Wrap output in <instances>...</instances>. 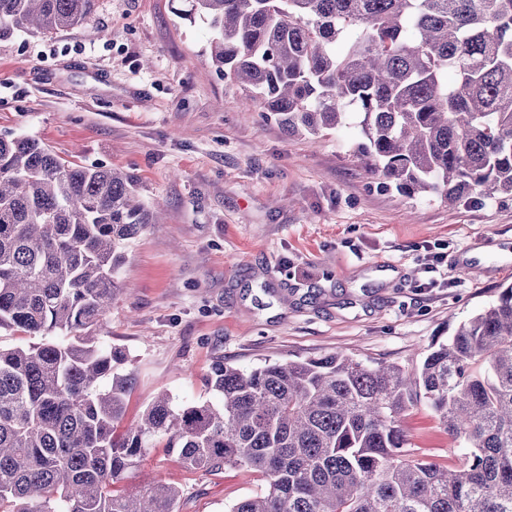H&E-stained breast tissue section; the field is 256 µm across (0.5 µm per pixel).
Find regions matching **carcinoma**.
<instances>
[{
	"label": "carcinoma",
	"mask_w": 512,
	"mask_h": 512,
	"mask_svg": "<svg viewBox=\"0 0 512 512\" xmlns=\"http://www.w3.org/2000/svg\"><path fill=\"white\" fill-rule=\"evenodd\" d=\"M97 2L0 0V40L74 28ZM185 2L216 70L288 134L317 138L354 106L355 152L384 186L512 195V0ZM136 192L126 173L0 136V327L40 338L0 347V512H177L171 484L122 485L159 441L187 470L261 476L230 512H512V285L410 371L344 352L219 362L207 385L220 402L161 394L116 434L125 356L93 333L123 245L159 223ZM421 404L459 452L411 448L404 419Z\"/></svg>",
	"instance_id": "carcinoma-1"
}]
</instances>
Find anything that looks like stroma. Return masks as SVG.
<instances>
[{
  "instance_id": "35a3bbf8",
  "label": "stroma",
  "mask_w": 512,
  "mask_h": 512,
  "mask_svg": "<svg viewBox=\"0 0 512 512\" xmlns=\"http://www.w3.org/2000/svg\"><path fill=\"white\" fill-rule=\"evenodd\" d=\"M180 5L98 0L82 25L0 40V135L127 172L162 207V223L125 245L122 289L97 328L127 356L123 424L162 393L212 399L204 377L218 361L341 350L414 368L512 284V196L409 198L366 171L354 125L315 143L288 136L246 111L208 59L206 24L180 19ZM405 426L417 452L447 456L426 406ZM141 468L181 488L178 512H228L264 487L233 468L183 469L162 447Z\"/></svg>"
}]
</instances>
